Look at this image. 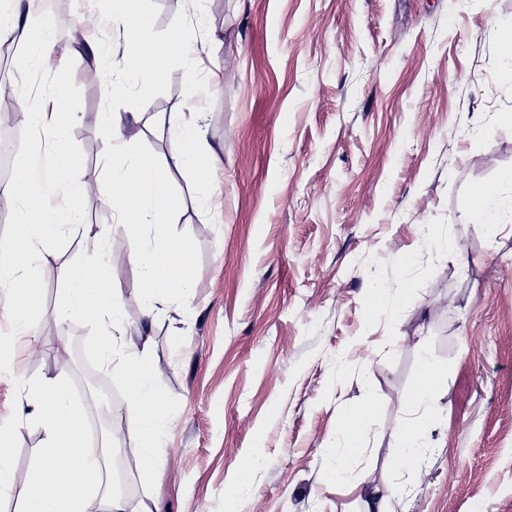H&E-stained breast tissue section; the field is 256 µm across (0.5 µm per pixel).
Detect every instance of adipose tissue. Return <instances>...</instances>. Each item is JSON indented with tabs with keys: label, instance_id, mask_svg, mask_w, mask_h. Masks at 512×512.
<instances>
[{
	"label": "adipose tissue",
	"instance_id": "adipose-tissue-1",
	"mask_svg": "<svg viewBox=\"0 0 512 512\" xmlns=\"http://www.w3.org/2000/svg\"><path fill=\"white\" fill-rule=\"evenodd\" d=\"M159 66V50L140 41L123 75L105 73L101 82L110 98H118L131 85L155 79ZM193 130V122L184 123L179 132L180 143L167 163L139 159L131 168L112 171L110 198L120 215L118 229L129 244L125 260L143 273L144 315L149 319L155 316L158 299L175 297L186 302L191 297L188 265L180 259L182 247L165 231L180 202L168 184L165 169L170 165L184 169L192 173L196 182L209 183L207 171L196 164L198 149ZM467 215L491 227L512 223V168L503 170L495 183L474 190ZM112 268V262L107 261L93 268L73 269L68 275L66 300L57 314L72 317L95 312L102 329L99 354L105 362L121 367L131 403L128 421L146 450L151 451L165 440L170 412L155 388L148 349H125L117 344L124 316L120 295L112 287Z\"/></svg>",
	"mask_w": 512,
	"mask_h": 512
}]
</instances>
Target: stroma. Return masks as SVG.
Listing matches in <instances>:
<instances>
[{
  "label": "stroma",
  "mask_w": 512,
  "mask_h": 512,
  "mask_svg": "<svg viewBox=\"0 0 512 512\" xmlns=\"http://www.w3.org/2000/svg\"><path fill=\"white\" fill-rule=\"evenodd\" d=\"M147 31L174 46L158 77L110 99L100 71L119 73L126 31H91L74 0H16L26 22L55 23L57 71L74 59L82 94L72 130L84 162L85 224L60 252L42 318L0 373V423L23 420L6 512H19L43 428L15 395L19 376H84L117 393L120 371L98 355L97 321L53 317L68 270L106 261L126 239L106 203L113 167L159 160L197 112L199 162L167 177L181 205L167 229L185 248L193 298L158 302L145 324L140 269L112 274L123 341L151 345L155 387L172 426L144 470L137 437L120 447L127 512H362L371 491L392 512H512V223L466 218L470 196L512 168V59L496 43L512 0H130ZM135 112L127 151L105 166L103 112ZM431 224L460 248L423 243ZM402 290L391 312L373 295ZM444 377L428 408L414 402L423 361ZM378 407L351 453L344 416ZM421 428L415 459L391 450L406 420ZM254 460L251 479L237 485ZM237 485L233 499L224 488Z\"/></svg>",
  "instance_id": "obj_1"
}]
</instances>
